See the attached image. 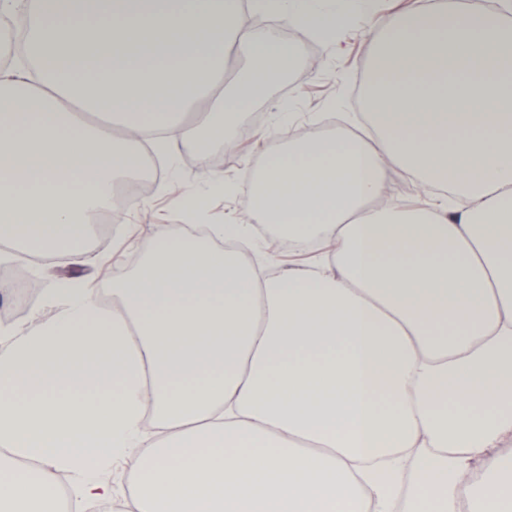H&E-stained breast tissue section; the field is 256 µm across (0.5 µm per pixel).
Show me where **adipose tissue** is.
Here are the masks:
<instances>
[{
  "instance_id": "ef3b65f1",
  "label": "adipose tissue",
  "mask_w": 512,
  "mask_h": 512,
  "mask_svg": "<svg viewBox=\"0 0 512 512\" xmlns=\"http://www.w3.org/2000/svg\"><path fill=\"white\" fill-rule=\"evenodd\" d=\"M254 25L236 26L241 13ZM332 37L369 19L368 127L259 167L254 222L312 257L243 260L251 224L160 226L112 303L81 277L0 329V512H512V22L371 0H61L35 63L0 69V239L85 264L74 239L139 167L199 160L285 77L267 16ZM239 73L224 78L226 47ZM447 205L384 202L389 173ZM431 460L409 488L406 456ZM484 461L481 482L467 481ZM125 472L120 490L109 472ZM72 497L54 492L60 476ZM374 13L381 18L393 15L405 14L422 7L427 1H446L448 6H452L455 1H461L469 5L472 0H372Z\"/></svg>"
}]
</instances>
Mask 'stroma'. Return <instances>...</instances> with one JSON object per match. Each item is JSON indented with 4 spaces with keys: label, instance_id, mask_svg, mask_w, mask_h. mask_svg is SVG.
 <instances>
[{
    "label": "stroma",
    "instance_id": "obj_1",
    "mask_svg": "<svg viewBox=\"0 0 512 512\" xmlns=\"http://www.w3.org/2000/svg\"><path fill=\"white\" fill-rule=\"evenodd\" d=\"M275 27L288 30L289 44L301 52L300 59L290 64L287 76L258 99L250 112L245 113L241 130L277 123L281 113L292 115L290 128L296 134L308 135L337 122L343 126H357L364 121L365 106L355 94L361 91L368 76L371 39L364 22L343 30L338 43L312 40L309 35H297V27L289 17H277ZM275 140L255 142L252 149L234 146L225 157L218 177L233 186L231 192L210 196L211 221L215 224H246L250 218L242 192L247 184V173L257 159L268 149L278 148ZM161 174L139 192V204L123 210V223L111 224L101 239L87 247L90 261L81 267V274L90 278L102 291L112 289L111 271L135 269V256L145 255L159 226L186 223L184 210L175 208V199L207 194L206 176L196 160V149L191 139L181 140L173 152H156ZM15 262L25 269L40 289L26 313L15 310L11 293L0 291V313L6 314L7 324L18 326L30 321L32 315L46 313L42 290L56 280L59 259L45 256L31 260L16 257Z\"/></svg>",
    "mask_w": 512,
    "mask_h": 512
}]
</instances>
